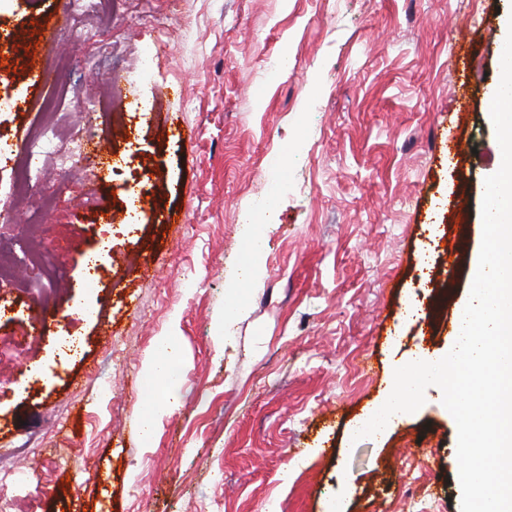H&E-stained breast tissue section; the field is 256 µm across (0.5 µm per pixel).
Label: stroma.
Segmentation results:
<instances>
[{"instance_id":"35a3bbf8","label":"stroma","mask_w":512,"mask_h":512,"mask_svg":"<svg viewBox=\"0 0 512 512\" xmlns=\"http://www.w3.org/2000/svg\"><path fill=\"white\" fill-rule=\"evenodd\" d=\"M55 2L0 0V36L23 39L0 63L14 99L0 141L84 119L109 152L76 173L40 160L48 210L15 193L0 161V210L22 218L11 253L40 240L67 273L47 305L80 314L62 350L59 324L27 334L38 270L0 283V448L36 438L26 460H0V499L15 512H328L338 499L345 512H418L427 487L436 512H461L457 426L438 387L382 441L350 429L416 346L447 348L470 291L501 163L487 99L504 45L457 32L502 25L512 0H99L60 38L68 97L43 113L26 58H46ZM106 92L110 114L75 112ZM449 134L471 152L449 157ZM142 177L130 233L124 203ZM272 195L262 284L216 347L225 283L247 257L239 226ZM463 230L451 303L401 323L409 301H430ZM164 336L179 340L182 400L147 443L139 382Z\"/></svg>"}]
</instances>
